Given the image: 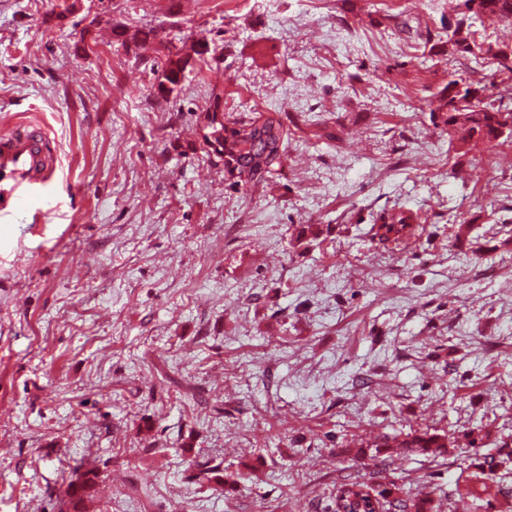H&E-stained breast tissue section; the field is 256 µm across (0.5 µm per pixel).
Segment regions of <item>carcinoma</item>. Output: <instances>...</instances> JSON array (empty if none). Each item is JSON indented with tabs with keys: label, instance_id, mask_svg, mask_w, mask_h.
<instances>
[{
	"label": "carcinoma",
	"instance_id": "carcinoma-1",
	"mask_svg": "<svg viewBox=\"0 0 512 512\" xmlns=\"http://www.w3.org/2000/svg\"><path fill=\"white\" fill-rule=\"evenodd\" d=\"M484 13L488 20L512 25V0H483ZM113 34L122 46L132 42L138 47L143 43L155 41L158 32L153 28H144L133 34L127 29L116 27ZM448 42L454 50L463 54L476 51L495 59L493 44L488 42L479 30L473 28L466 16L457 20ZM185 69L172 60L166 61L160 85L170 94L181 86ZM215 102H210L206 111L199 115V127L203 146L212 153L224 149L227 163L247 176L253 182L262 178L263 173L281 164L283 159V142L286 131L283 122L275 112L262 113L247 123H224V113L214 111ZM435 111L440 114L451 139L464 144L470 141L492 143L503 135L512 137V110H504L496 104L493 96L488 94V86L483 81H465L451 79L438 95ZM467 115V123L457 122V113ZM415 222L414 217L403 213L392 215L378 225L376 236L381 241L398 240L404 230ZM378 454L388 453L394 449L418 452L424 455H441L449 448L455 447L451 438L428 429L414 430L403 437H384L367 444ZM497 462H488L487 477H493L494 464L506 465L512 462V439H500L495 443ZM223 469L221 464L211 465L207 462L198 465V472L190 475L192 479L204 478L208 481H220ZM97 474L88 470L76 483L69 484V506L73 512H83L85 498L96 484ZM334 512H438L434 499L428 495H412L402 486L390 482L377 486L347 479L336 487Z\"/></svg>",
	"mask_w": 512,
	"mask_h": 512
}]
</instances>
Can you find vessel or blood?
Wrapping results in <instances>:
<instances>
[{"label": "vessel or blood", "instance_id": "vessel-or-blood-1", "mask_svg": "<svg viewBox=\"0 0 512 512\" xmlns=\"http://www.w3.org/2000/svg\"><path fill=\"white\" fill-rule=\"evenodd\" d=\"M54 162L39 129L22 126L0 137V218L30 210L34 194L49 195Z\"/></svg>", "mask_w": 512, "mask_h": 512}]
</instances>
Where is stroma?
<instances>
[{"label": "stroma", "mask_w": 512, "mask_h": 512, "mask_svg": "<svg viewBox=\"0 0 512 512\" xmlns=\"http://www.w3.org/2000/svg\"><path fill=\"white\" fill-rule=\"evenodd\" d=\"M53 5L0 0V133L57 155L52 210L0 223V512H71L89 469L84 512H333L347 478L512 512V465L467 444L512 435V144L432 118L497 69L453 52L456 0ZM116 26L220 54L163 97L158 44ZM215 94L283 118L257 183L201 149ZM395 212L412 235L374 239ZM426 428L456 448L353 452ZM212 458L234 483H189ZM97 474L88 470L78 479V482L69 484V506L73 512H82L85 498L88 497L90 490L96 484Z\"/></svg>", "instance_id": "obj_1"}]
</instances>
